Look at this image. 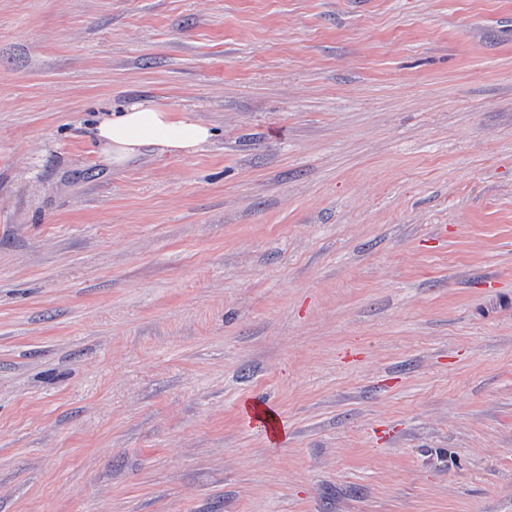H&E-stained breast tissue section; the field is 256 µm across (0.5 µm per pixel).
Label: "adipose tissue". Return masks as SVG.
Segmentation results:
<instances>
[{
	"instance_id": "obj_1",
	"label": "adipose tissue",
	"mask_w": 512,
	"mask_h": 512,
	"mask_svg": "<svg viewBox=\"0 0 512 512\" xmlns=\"http://www.w3.org/2000/svg\"><path fill=\"white\" fill-rule=\"evenodd\" d=\"M93 132L104 161L118 168L135 161L148 148L161 156L194 153L215 135L211 127L190 116L153 103H136L100 116Z\"/></svg>"
}]
</instances>
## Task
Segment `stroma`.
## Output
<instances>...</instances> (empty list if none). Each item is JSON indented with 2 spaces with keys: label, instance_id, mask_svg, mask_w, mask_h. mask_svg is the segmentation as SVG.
Segmentation results:
<instances>
[{
  "label": "stroma",
  "instance_id": "stroma-1",
  "mask_svg": "<svg viewBox=\"0 0 512 512\" xmlns=\"http://www.w3.org/2000/svg\"><path fill=\"white\" fill-rule=\"evenodd\" d=\"M0 512H512V0H0ZM93 132L103 160L117 168L135 161L148 148L161 156L191 154L215 136L211 127L153 103H136L124 112L102 115Z\"/></svg>",
  "mask_w": 512,
  "mask_h": 512
}]
</instances>
